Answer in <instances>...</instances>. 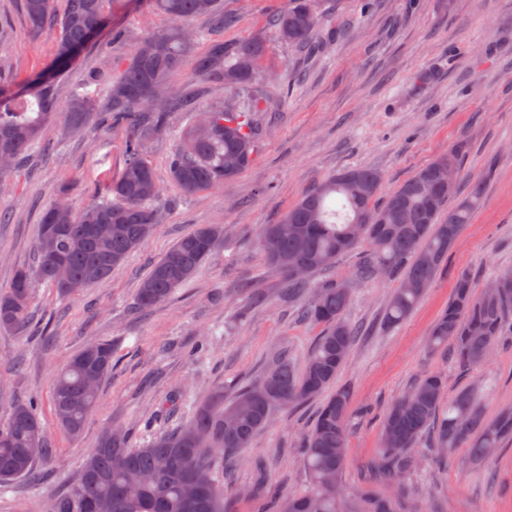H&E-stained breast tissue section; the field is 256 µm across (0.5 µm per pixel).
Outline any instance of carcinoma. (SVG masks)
Returning a JSON list of instances; mask_svg holds the SVG:
<instances>
[{
	"label": "carcinoma",
	"mask_w": 512,
	"mask_h": 512,
	"mask_svg": "<svg viewBox=\"0 0 512 512\" xmlns=\"http://www.w3.org/2000/svg\"><path fill=\"white\" fill-rule=\"evenodd\" d=\"M112 2L64 0L60 10L57 0H22L33 35L50 24L57 26L58 34L43 71L21 83L0 80V153L10 155V162L0 165V187L11 185L22 158L56 122L71 133L97 124L123 131L125 161L105 192L82 210L72 206L68 185L44 209L35 265L18 269L0 292L1 330L29 329L43 340L53 335L51 322L34 318L32 283L42 281L62 297L78 295L107 279L152 236L162 190L149 148L155 137L168 131L172 111L191 113L168 158L173 184L189 196L239 178L253 161L263 134L258 116L265 111L267 82L260 64L271 43L303 48L314 32L327 27L318 0H289L262 33L235 42L212 40L196 54L202 31L193 27L195 19L205 18L215 32L224 30L218 0H146L171 25L135 39L131 59L116 76L93 90L75 88L61 110L56 83L111 26ZM189 59L200 81L227 90L223 99L202 106L193 86L171 87V76ZM450 168L461 173L457 150L437 156L380 203L376 198L382 176L370 168H350L303 194L277 223L262 225L257 248L267 267L287 282L278 289L277 299L323 327L303 366L295 367L286 350L273 353L254 380L230 386L228 398L224 389H214L195 404L189 422L155 434L141 448L131 447V434L122 426L115 435L100 434L74 482L54 500L52 512H92L95 501L110 512H224V489L237 485L241 453L271 425L275 411L296 409L329 387L355 342V329L346 319L350 283L317 280L315 275L365 246L354 280L397 283L384 325H401L483 201L480 182L460 201L442 193L439 185ZM332 200L340 202L341 210L329 206ZM100 224L111 225V231L99 233ZM223 243L222 224H200L183 235L141 282L137 307L151 309L156 299H170ZM58 258L66 263L65 282L54 269ZM290 262L303 265L306 275L294 277ZM492 285L494 291L478 294L470 273L458 274L453 299L431 328V354H446L466 370L489 359L504 331L512 329V270L499 273ZM240 294L247 310L269 299L266 290L254 286L240 289ZM113 360L112 341L101 339L75 352L54 378V413L74 441L82 437L100 398V386H88L85 376L94 371L105 379ZM447 386L444 373L429 372L388 407L381 447L369 469L373 478L395 484V493L380 496L367 489L352 506L341 488L353 414L351 391L336 388L300 447L310 488L282 500L279 512H413L418 492L407 478L418 471L420 460L443 463L454 448L468 449L474 463L493 456L512 438V410L485 417L481 392L492 387L489 381L460 390L445 408ZM30 448L42 449L43 457L51 452L38 405L32 401L13 405L0 425V485L31 473L39 458L29 456ZM264 478V465H254L246 496L255 512H270Z\"/></svg>",
	"instance_id": "obj_1"
}]
</instances>
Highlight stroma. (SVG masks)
<instances>
[{
	"label": "stroma",
	"instance_id": "stroma-1",
	"mask_svg": "<svg viewBox=\"0 0 512 512\" xmlns=\"http://www.w3.org/2000/svg\"><path fill=\"white\" fill-rule=\"evenodd\" d=\"M288 0H221L231 42L263 30ZM336 35L316 55L272 45L262 66L271 83L265 130L250 167L236 180L183 197L170 181L168 157L185 124L173 113L170 130L156 138L150 157L163 189L160 222L148 241L105 282L63 299L42 282L32 288V307L53 319L56 341L14 330L0 331V423L16 402L36 399L54 455L37 465L39 482L25 479L0 487V512H50L52 500L75 478L103 427H127L135 446L151 438L150 423L168 390L187 399L179 420H188L192 401L232 380L257 376L269 354L287 349L303 362L321 326L300 320L277 299L239 317L238 288L284 287L255 247L261 225L276 223L300 196L329 176L370 167L382 176L387 196L438 155L460 149L462 172L455 197H467L482 182L483 203L465 225L412 314L384 330L386 300L393 283L355 284L347 319L365 332L353 345L336 379L352 392L348 458L343 482L351 494L364 488L393 494L391 483H372L367 465L381 444V421L390 402L421 375L443 369L448 395L483 377L494 381L482 406L486 417L512 407V343L504 342L488 364L463 370L427 351L431 328L447 308L456 276L468 271L477 286L512 269V0H320ZM118 37L89 45L79 63L57 85L66 102L72 85L116 71L132 51L131 35L158 31L167 20L149 5L130 12L113 7ZM56 31L32 36L21 0H0V72L20 80L50 61ZM121 131L70 134L49 127L11 186L0 191V290L15 271L35 261L43 209L63 185L83 208L101 192L108 176L123 166ZM200 224L224 227V243L188 284L168 302L134 308L135 294L150 266L179 237ZM112 339L114 367L103 382L97 410L81 441L57 426L50 398L53 376L88 343ZM323 404L314 399L281 411L245 452L242 481L255 460L268 463L275 496L298 493L308 480L300 444ZM466 449L450 455L445 468L424 466L415 480L419 512H512V442L480 465Z\"/></svg>",
	"mask_w": 512,
	"mask_h": 512
}]
</instances>
